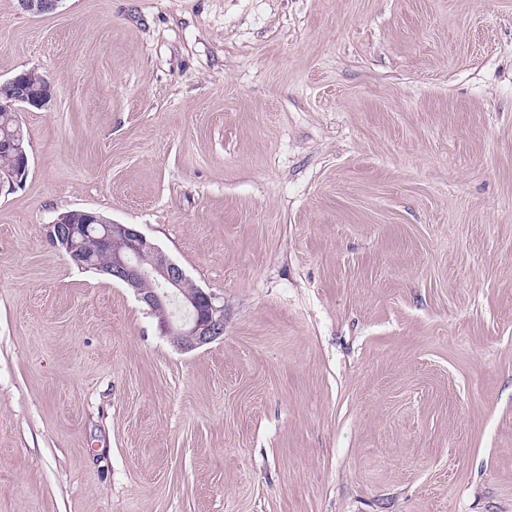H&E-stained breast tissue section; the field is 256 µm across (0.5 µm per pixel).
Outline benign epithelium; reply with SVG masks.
Here are the masks:
<instances>
[{
	"mask_svg": "<svg viewBox=\"0 0 512 512\" xmlns=\"http://www.w3.org/2000/svg\"><path fill=\"white\" fill-rule=\"evenodd\" d=\"M60 0H17L19 8L35 16L56 11ZM50 79L42 77L39 87L29 86L24 74L0 82V108L19 113L30 108L45 109L54 97ZM0 147L19 159L15 171L0 177V193L13 188L27 174L29 157L21 144V128L0 140ZM83 223L74 224L60 214L46 225V237L66 259L82 268L94 266L92 256L106 252L108 262L97 271L130 288L146 310L157 320L161 333L184 352L193 351L224 335V305L214 294L201 288L186 290L189 278L184 270L136 224H116L102 215L82 213ZM162 282L165 290L147 287Z\"/></svg>",
	"mask_w": 512,
	"mask_h": 512,
	"instance_id": "1",
	"label": "benign epithelium"
}]
</instances>
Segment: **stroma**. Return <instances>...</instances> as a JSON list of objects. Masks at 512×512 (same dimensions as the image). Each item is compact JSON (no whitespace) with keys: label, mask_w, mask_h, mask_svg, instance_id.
Segmentation results:
<instances>
[{"label":"stroma","mask_w":512,"mask_h":512,"mask_svg":"<svg viewBox=\"0 0 512 512\" xmlns=\"http://www.w3.org/2000/svg\"><path fill=\"white\" fill-rule=\"evenodd\" d=\"M0 512H512V0H0ZM136 224L184 352L45 226ZM30 71V70H29ZM28 71V72H29ZM42 78V83H41ZM32 85H41L37 88L29 87ZM55 89L50 79L40 76L38 72H29L28 81L26 75L17 74L11 79L0 82V108L2 110L14 111L17 114L21 111L48 108L54 97ZM14 112L0 111V139L8 131H15L6 135L0 140V193L8 187L11 190L15 184L21 182L27 174L29 157L21 144V125L17 126L16 115ZM17 127V128H16ZM13 151L19 159L18 167L15 171L16 161ZM8 173V174H7ZM3 175V176H2ZM6 175V177H4Z\"/></svg>","instance_id":"obj_1"}]
</instances>
